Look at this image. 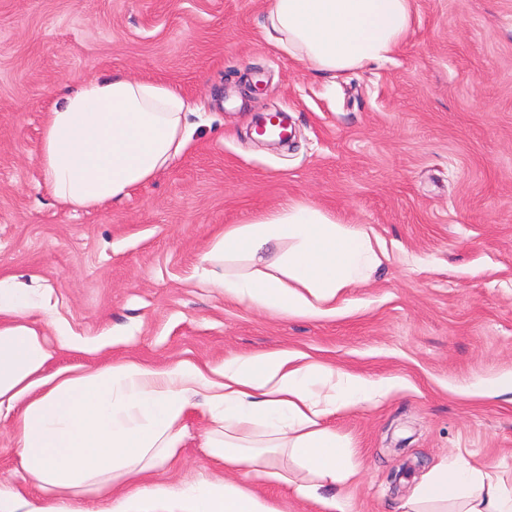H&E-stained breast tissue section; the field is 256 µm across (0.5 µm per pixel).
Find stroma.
I'll return each mask as SVG.
<instances>
[{
    "label": "stroma",
    "instance_id": "35a3bbf8",
    "mask_svg": "<svg viewBox=\"0 0 512 512\" xmlns=\"http://www.w3.org/2000/svg\"><path fill=\"white\" fill-rule=\"evenodd\" d=\"M268 0H0V279L42 297L49 370L288 348L372 379L384 399L325 419L359 466L350 512H394L451 459L512 471V0H413L391 62L334 78L268 42ZM176 86L187 149L108 207L59 204L38 167L46 111L86 78ZM281 111L292 137L253 139ZM296 200L376 237L388 259L349 313L284 318L226 298L200 255L224 226ZM66 336L70 348L58 346ZM187 421L161 478L250 485Z\"/></svg>",
    "mask_w": 512,
    "mask_h": 512
}]
</instances>
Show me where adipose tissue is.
<instances>
[{
  "mask_svg": "<svg viewBox=\"0 0 512 512\" xmlns=\"http://www.w3.org/2000/svg\"><path fill=\"white\" fill-rule=\"evenodd\" d=\"M412 0H269L265 37L314 71L333 76L390 60L411 31ZM189 106L171 85L115 75L70 89L45 114L38 165L64 206L93 210L151 181L186 149ZM287 251L267 261L270 248ZM367 231L319 207L291 201L225 227L202 255L225 296L289 318L349 309L347 289L386 260ZM247 261L233 273L228 263ZM28 290L0 280V411L16 412L12 443L31 498L0 483V512H281L223 478L119 486L178 457L187 416L204 405V446L225 470L280 485L323 512H346L341 494L357 474L347 448L323 426L328 415L386 397L392 380H370L280 349L219 367L189 360L156 369L134 360L47 372L53 354L28 325ZM67 501H60V493ZM399 512H512V475L440 463Z\"/></svg>",
  "mask_w": 512,
  "mask_h": 512,
  "instance_id": "ef3b65f1",
  "label": "adipose tissue"
}]
</instances>
